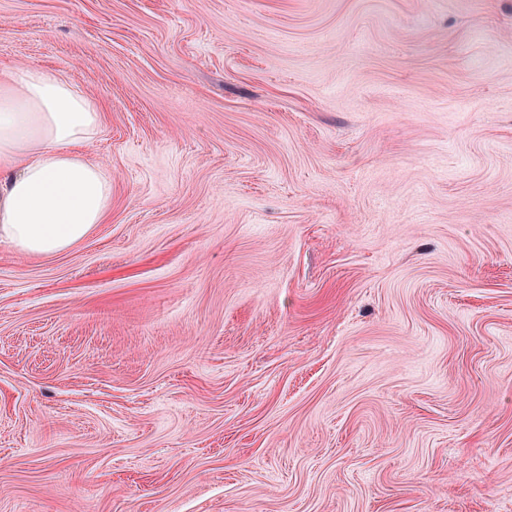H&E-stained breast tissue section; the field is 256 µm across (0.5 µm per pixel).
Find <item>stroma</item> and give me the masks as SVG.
Wrapping results in <instances>:
<instances>
[{
  "label": "stroma",
  "instance_id": "stroma-1",
  "mask_svg": "<svg viewBox=\"0 0 512 512\" xmlns=\"http://www.w3.org/2000/svg\"><path fill=\"white\" fill-rule=\"evenodd\" d=\"M112 212L0 244V512H512V0H0Z\"/></svg>",
  "mask_w": 512,
  "mask_h": 512
}]
</instances>
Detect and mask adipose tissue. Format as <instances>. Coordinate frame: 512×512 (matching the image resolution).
<instances>
[{
    "instance_id": "ef3b65f1",
    "label": "adipose tissue",
    "mask_w": 512,
    "mask_h": 512,
    "mask_svg": "<svg viewBox=\"0 0 512 512\" xmlns=\"http://www.w3.org/2000/svg\"><path fill=\"white\" fill-rule=\"evenodd\" d=\"M101 107L66 78L0 74V242L47 257L84 241L112 211V180L86 151Z\"/></svg>"
}]
</instances>
